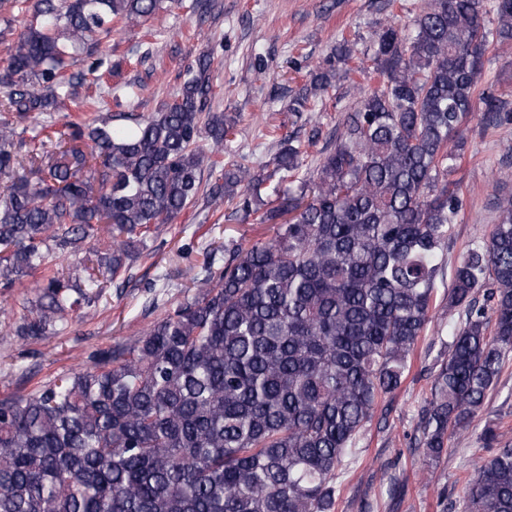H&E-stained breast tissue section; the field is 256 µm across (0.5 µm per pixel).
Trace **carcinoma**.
<instances>
[{"label": "carcinoma", "mask_w": 512, "mask_h": 512, "mask_svg": "<svg viewBox=\"0 0 512 512\" xmlns=\"http://www.w3.org/2000/svg\"><path fill=\"white\" fill-rule=\"evenodd\" d=\"M163 2L36 0L18 34L0 17V288L42 273L13 333H61L201 195L273 235L208 241L189 294L138 339L0 398V512H334L355 442L433 318L462 209L448 143L477 112L512 122V95L481 87L488 54L512 42V0H430L410 29L376 32L378 86L309 180L289 136L256 171L223 161L235 121L207 111L209 52L159 112L96 113L103 76L121 75L100 45ZM354 56L336 43L288 111L350 76ZM70 104L56 139L31 124ZM446 301L465 322L423 410L426 461L483 410L512 352V197ZM483 440L493 454L467 480L466 512H512V447H493L490 426Z\"/></svg>", "instance_id": "obj_1"}]
</instances>
